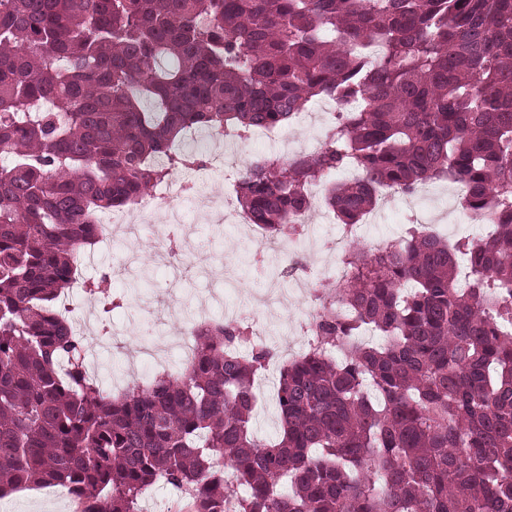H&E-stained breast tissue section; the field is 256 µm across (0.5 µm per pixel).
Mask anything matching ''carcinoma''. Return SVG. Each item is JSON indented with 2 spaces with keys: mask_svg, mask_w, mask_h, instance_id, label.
<instances>
[{
  "mask_svg": "<svg viewBox=\"0 0 512 512\" xmlns=\"http://www.w3.org/2000/svg\"><path fill=\"white\" fill-rule=\"evenodd\" d=\"M316 97L362 108L320 152L238 169L266 240L315 182L346 225L381 188L458 182L488 236L410 224L345 251L317 345L279 372L274 442L252 425L273 351L239 354L242 322L106 392L57 310L98 214L204 168L184 135L244 140ZM0 151V499L140 512L162 482L187 512H512V0H0ZM60 487L24 489L0 500V512H74L76 504Z\"/></svg>",
  "mask_w": 512,
  "mask_h": 512,
  "instance_id": "carcinoma-1",
  "label": "carcinoma"
}]
</instances>
